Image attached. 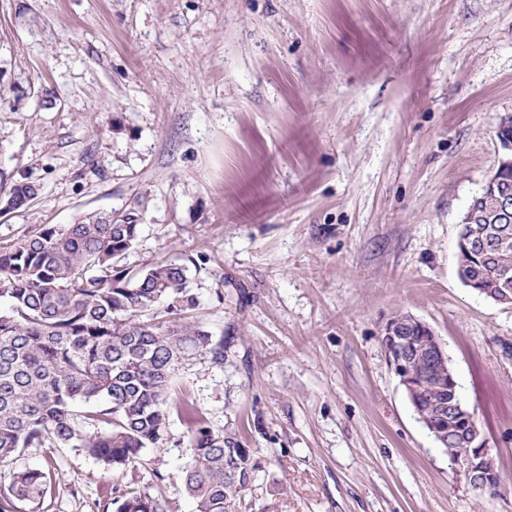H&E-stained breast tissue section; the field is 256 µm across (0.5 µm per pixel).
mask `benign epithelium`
I'll return each mask as SVG.
<instances>
[{
  "instance_id": "7a95c632",
  "label": "benign epithelium",
  "mask_w": 512,
  "mask_h": 512,
  "mask_svg": "<svg viewBox=\"0 0 512 512\" xmlns=\"http://www.w3.org/2000/svg\"><path fill=\"white\" fill-rule=\"evenodd\" d=\"M497 132L504 151L501 166L512 164V116L499 118ZM501 171L491 174L484 186V193H492L503 219L512 217V188L500 178ZM381 341L390 367L404 389L413 407L420 402V383L434 374H440L443 382L438 387L439 400L434 403L431 416L421 419L423 425L442 443L458 439L466 443L467 452L452 460L459 466L470 483L482 492H497L499 468L483 439L474 414L462 405L458 396V383L448 363L445 346L432 328L413 315L392 317L383 327Z\"/></svg>"
}]
</instances>
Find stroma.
Wrapping results in <instances>:
<instances>
[{"label": "stroma", "mask_w": 512, "mask_h": 512, "mask_svg": "<svg viewBox=\"0 0 512 512\" xmlns=\"http://www.w3.org/2000/svg\"><path fill=\"white\" fill-rule=\"evenodd\" d=\"M512 114V0H0V246L134 215L122 260L186 264L187 316L224 361L174 372L245 448L239 512H512V305L456 272L459 224ZM398 312L443 342L496 459L475 490L419 422L381 343ZM188 420L113 469L72 447L25 512H194ZM39 194V188L31 183H17L7 193L5 205L0 207V216H6L28 206ZM116 512H171L160 500L149 493L131 492L113 502Z\"/></svg>", "instance_id": "obj_1"}]
</instances>
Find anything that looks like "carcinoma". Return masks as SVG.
Segmentation results:
<instances>
[{
  "label": "carcinoma",
  "instance_id": "cac0c4a2",
  "mask_svg": "<svg viewBox=\"0 0 512 512\" xmlns=\"http://www.w3.org/2000/svg\"><path fill=\"white\" fill-rule=\"evenodd\" d=\"M38 194L34 184L13 185L0 216ZM479 203L480 223L469 233L497 249L467 260L464 275L492 292L512 290V222L500 220L493 197ZM138 232L137 224L90 213L0 249V463L49 444L123 467L162 440L175 406L193 421L194 456L182 480L195 512H235L253 478L246 450L206 426L187 399L173 402L171 388L176 367L194 355L224 363V339L192 321L163 319L194 304L185 265L120 266ZM143 313L151 320H140ZM52 483L46 469L14 472L0 512L41 500ZM114 504L116 512H171L145 492Z\"/></svg>",
  "mask_w": 512,
  "mask_h": 512
}]
</instances>
